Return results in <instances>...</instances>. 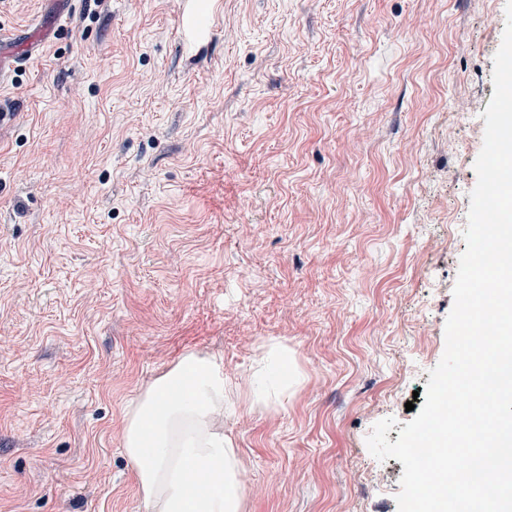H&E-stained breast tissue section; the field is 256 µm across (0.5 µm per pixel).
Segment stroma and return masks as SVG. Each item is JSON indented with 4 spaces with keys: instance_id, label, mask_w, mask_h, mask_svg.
<instances>
[{
    "instance_id": "1",
    "label": "stroma",
    "mask_w": 512,
    "mask_h": 512,
    "mask_svg": "<svg viewBox=\"0 0 512 512\" xmlns=\"http://www.w3.org/2000/svg\"><path fill=\"white\" fill-rule=\"evenodd\" d=\"M506 0H0V512H144L126 408L224 362L243 512H398L445 347ZM295 380L250 404L263 347ZM223 1L212 5V18L204 23L199 18L198 1L179 0L177 14V40L183 52H191L212 42L222 29ZM52 30L40 24L39 20L23 33V37L11 31L0 29V74L2 70L1 48L9 46L12 50L29 52V58L36 56L39 48L51 39Z\"/></svg>"
}]
</instances>
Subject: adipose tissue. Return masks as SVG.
<instances>
[{"instance_id": "ef3b65f1", "label": "adipose tissue", "mask_w": 512, "mask_h": 512, "mask_svg": "<svg viewBox=\"0 0 512 512\" xmlns=\"http://www.w3.org/2000/svg\"><path fill=\"white\" fill-rule=\"evenodd\" d=\"M288 358L284 346L263 350L253 401L287 387ZM228 390L222 361L187 352L131 402L123 447L145 512H242L241 462L224 433Z\"/></svg>"}]
</instances>
